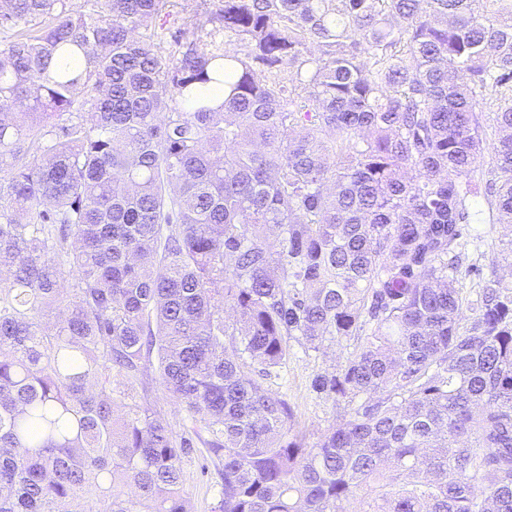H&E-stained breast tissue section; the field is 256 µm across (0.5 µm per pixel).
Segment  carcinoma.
Listing matches in <instances>:
<instances>
[{
  "mask_svg": "<svg viewBox=\"0 0 512 512\" xmlns=\"http://www.w3.org/2000/svg\"><path fill=\"white\" fill-rule=\"evenodd\" d=\"M167 4L0 0V512H193L198 446L212 512H512V281L457 288L512 0H214L205 51ZM350 341L309 445L259 379ZM152 396L157 401V408L161 410L172 425L179 429L184 416L182 406L176 400L166 395L159 386L154 387ZM184 491L195 512H211L216 502L219 478L206 453L198 451L184 460Z\"/></svg>",
  "mask_w": 512,
  "mask_h": 512,
  "instance_id": "obj_1",
  "label": "carcinoma"
}]
</instances>
